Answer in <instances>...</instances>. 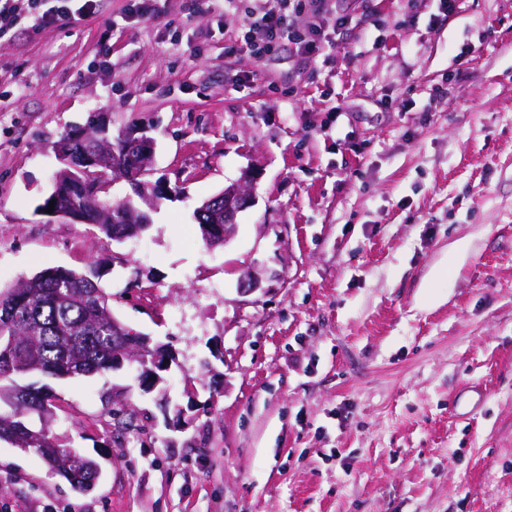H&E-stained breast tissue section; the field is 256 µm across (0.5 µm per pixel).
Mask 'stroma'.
Masks as SVG:
<instances>
[{"label":"stroma","instance_id":"obj_1","mask_svg":"<svg viewBox=\"0 0 512 512\" xmlns=\"http://www.w3.org/2000/svg\"><path fill=\"white\" fill-rule=\"evenodd\" d=\"M126 4L0 37V288L96 269L174 360L150 393L134 362L50 380L102 476L1 442L0 512H512V0H328L334 48L259 62L239 10ZM93 114L171 191L120 244L39 210ZM248 169L207 248L196 207ZM251 179L252 176L246 174L243 182L233 183L224 187L221 192L204 200L201 205L196 208L195 213L197 215L206 212L208 206L218 211V214L222 217V222H217V225L224 224V243L232 235L236 227L238 213L250 207L252 204V197L245 188V183ZM215 203L217 204L216 207L214 206ZM220 207L221 210H219Z\"/></svg>","mask_w":512,"mask_h":512}]
</instances>
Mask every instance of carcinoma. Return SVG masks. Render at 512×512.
Instances as JSON below:
<instances>
[{
  "mask_svg": "<svg viewBox=\"0 0 512 512\" xmlns=\"http://www.w3.org/2000/svg\"><path fill=\"white\" fill-rule=\"evenodd\" d=\"M70 187L56 205L76 210L85 223L97 226L109 240L144 232L148 225L116 221L92 200L94 186L112 184V164L92 173L70 169ZM108 296L93 271L64 267L45 268L23 275L10 288L0 290V441L39 455L46 463L68 469L67 478L77 491H90L97 480L89 469L70 459L66 442L51 431L55 420L53 397L46 385L23 383L33 376L86 378L112 371V357L119 352L129 359L136 347L123 348L112 329Z\"/></svg>",
  "mask_w": 512,
  "mask_h": 512,
  "instance_id": "carcinoma-1",
  "label": "carcinoma"
}]
</instances>
